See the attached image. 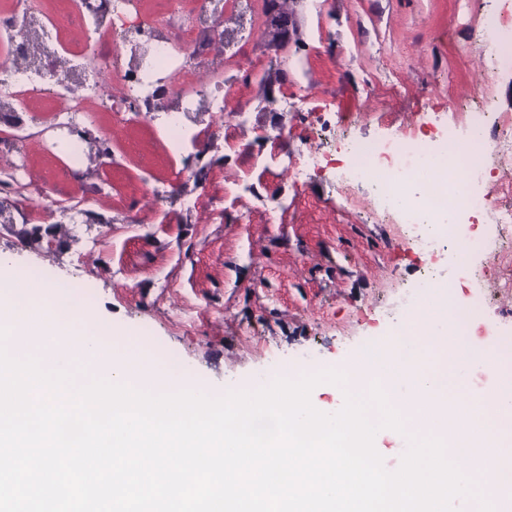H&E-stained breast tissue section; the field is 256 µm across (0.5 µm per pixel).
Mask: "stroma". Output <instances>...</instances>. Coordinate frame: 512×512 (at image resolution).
Segmentation results:
<instances>
[{
	"label": "stroma",
	"instance_id": "35a3bbf8",
	"mask_svg": "<svg viewBox=\"0 0 512 512\" xmlns=\"http://www.w3.org/2000/svg\"><path fill=\"white\" fill-rule=\"evenodd\" d=\"M455 13L456 0H325L319 12L288 0L282 50L262 19L228 14L224 76L248 118L237 145L217 136L173 151L161 113L124 122L95 97L80 124L106 140L112 166L86 164L80 179L57 146L68 129L33 99L20 145L32 186L80 206L81 221L53 211L38 226L56 229L57 246L28 245L17 231L32 187L10 180L0 254L33 277L86 284L91 317L202 383L234 389L284 362L320 371L402 319L425 266L447 273L448 258L403 246L405 225L370 182L340 185L322 164L296 179L286 164L309 143L326 152L418 128L437 135L497 37L474 40ZM153 193L161 208L148 206Z\"/></svg>",
	"mask_w": 512,
	"mask_h": 512
}]
</instances>
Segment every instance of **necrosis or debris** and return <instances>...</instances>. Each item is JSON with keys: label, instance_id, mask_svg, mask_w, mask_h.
<instances>
[{"label": "necrosis or debris", "instance_id": "necrosis-or-debris-1", "mask_svg": "<svg viewBox=\"0 0 512 512\" xmlns=\"http://www.w3.org/2000/svg\"><path fill=\"white\" fill-rule=\"evenodd\" d=\"M225 0H194L193 22L180 13L163 20L143 19L131 29L114 28L109 16L81 11L75 0L43 15L36 0H13L0 12V127L27 111L28 93L51 91L53 115L61 126L73 124L86 99L110 81L112 109L132 116L153 111L157 101L173 107L165 113L163 132L180 147L188 139L210 140L212 129H188L186 113L200 109L226 112L237 101L235 84L224 79ZM512 61V27L493 48L488 68L462 110L466 128L444 124L434 139L411 131L381 145L351 142L342 179L373 181L376 200L399 223L412 225L411 245L432 255L447 249L456 291L448 297L451 333L462 349L492 351L498 376H512V339L489 337L480 323L484 295L472 275L477 258L487 252L486 237L476 235L478 221L493 225L512 248V208L492 190L512 184V124L498 112L483 85L491 68Z\"/></svg>", "mask_w": 512, "mask_h": 512}]
</instances>
